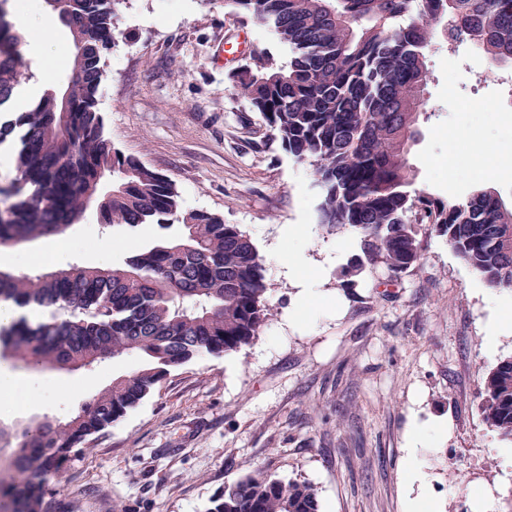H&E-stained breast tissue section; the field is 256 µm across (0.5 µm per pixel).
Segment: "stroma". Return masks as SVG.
I'll return each instance as SVG.
<instances>
[{
	"mask_svg": "<svg viewBox=\"0 0 512 512\" xmlns=\"http://www.w3.org/2000/svg\"><path fill=\"white\" fill-rule=\"evenodd\" d=\"M50 38L26 50L32 76L22 99L47 89L44 69L66 81L69 32L45 13ZM126 36L106 55L99 94L104 135L165 176L181 208L236 225L265 258L274 316L239 351L202 356L174 369L105 433L93 436L55 483L54 512H207L225 482L252 471L307 481L320 512H406L418 494L404 474L412 420H446L448 439L429 454L435 512H512V473L496 457L501 442L483 421L480 387L512 356V333L487 351L488 287L442 237L420 231L421 256L396 278L385 269L351 272L350 250L321 286L313 326H289L297 290L270 264L284 254L282 229L309 224L311 265L347 240L317 225L319 197L308 170L273 140L260 113L230 76L238 58L283 56L272 34L222 0H127ZM419 135L410 147L416 185L449 199L478 186L512 204V63L491 64L469 42H439ZM502 175L487 178L486 164ZM54 237L15 246L21 270L123 262L158 238L157 225L101 224L96 210ZM137 358L74 372H41L0 360L30 389L22 412L0 423L67 419Z\"/></svg>",
	"mask_w": 512,
	"mask_h": 512,
	"instance_id": "obj_1",
	"label": "stroma"
}]
</instances>
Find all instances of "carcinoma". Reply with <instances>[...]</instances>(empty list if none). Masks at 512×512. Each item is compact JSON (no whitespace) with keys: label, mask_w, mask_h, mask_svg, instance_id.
<instances>
[{"label":"carcinoma","mask_w":512,"mask_h":512,"mask_svg":"<svg viewBox=\"0 0 512 512\" xmlns=\"http://www.w3.org/2000/svg\"><path fill=\"white\" fill-rule=\"evenodd\" d=\"M68 28L72 79L66 108L44 94L15 112L9 101L31 77L18 52L25 34L0 9V144L16 152L15 194L0 240L59 235L78 223L111 176L122 189L100 212L103 224L162 230L189 225L172 250L161 237L121 265H73L36 275L0 268V299L55 308L48 321L0 326V348L27 367L74 371L140 357L136 369L64 422L0 424V512H47L49 483L89 439L112 425L201 355L253 342L271 316L263 261L251 238L202 210H182L163 175L116 149L103 132L97 94L101 58L125 36V0H54ZM224 7L271 29L288 58L260 53L233 87L261 113L274 138L309 166L319 190V224L360 239L351 271L379 266L395 276L420 258L416 225L448 246L489 288L512 291V247L497 245L512 206L496 192L461 200L415 187L409 162L423 105L427 50L441 37L467 40L494 63L512 62V0H224ZM482 412L512 443V356L489 372ZM208 512H319L305 481L257 472L224 484Z\"/></svg>","instance_id":"1"}]
</instances>
